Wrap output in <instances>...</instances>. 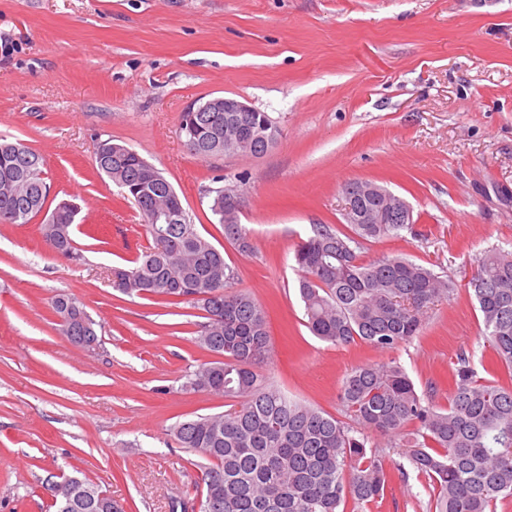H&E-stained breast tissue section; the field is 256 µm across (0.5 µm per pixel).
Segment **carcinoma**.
Wrapping results in <instances>:
<instances>
[{
    "instance_id": "carcinoma-1",
    "label": "carcinoma",
    "mask_w": 512,
    "mask_h": 512,
    "mask_svg": "<svg viewBox=\"0 0 512 512\" xmlns=\"http://www.w3.org/2000/svg\"><path fill=\"white\" fill-rule=\"evenodd\" d=\"M179 134L206 160L226 151L261 156L282 130L266 112H183ZM95 162L132 198L154 246L112 268V287L127 296L186 303L204 312L195 344L219 357L186 375L185 387L224 397L228 409L176 423L170 436L201 457L197 498L204 512H345L377 504L391 478V448L434 485L429 512H493L512 497V384L488 381L466 360L453 372L448 407L419 394L406 370L389 360L353 368L341 384V416L288 397L256 367L269 359L265 308L233 288L237 270L202 236L179 194L136 151L99 140ZM50 187L43 157L19 139L0 137V224H27L45 208ZM210 211L238 251L253 249L238 215L224 211V188L206 190ZM77 208L58 202L40 225L53 252L83 258L73 236ZM339 233L317 224L297 245L299 294L306 327L333 345L360 341L380 351L418 335L428 309L450 296L452 282L401 256L363 262L364 243L398 238L410 222L351 224ZM483 336L497 361L512 368V249L493 247L469 281ZM73 344L99 342L98 323L77 298L51 301ZM385 440L370 445L372 437ZM56 512H127L83 478L45 486Z\"/></svg>"
}]
</instances>
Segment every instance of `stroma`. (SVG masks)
<instances>
[{
    "mask_svg": "<svg viewBox=\"0 0 512 512\" xmlns=\"http://www.w3.org/2000/svg\"><path fill=\"white\" fill-rule=\"evenodd\" d=\"M244 99L283 130L255 158L207 161L178 134L182 112ZM0 135L44 159L48 207L76 199L75 265L45 243L40 219L0 224V512H52L42 485L88 478L129 512H170L194 492L176 422L223 411L183 389L211 361L194 339L200 310L121 294L112 266L149 246L142 216L95 164L112 139L159 168L198 232L238 270L237 289L268 311L262 371L289 397L339 414L353 367L396 360L420 394L447 407L458 360L493 364L468 281L477 258L512 242V0H0ZM375 182L412 208L413 231L365 243L452 280L422 333L381 352L332 345L306 328L294 249L314 225L347 231L345 184ZM235 189L253 250L240 253L209 210L208 188ZM78 298L102 330L82 349L52 297ZM381 504L427 512L432 484L403 449Z\"/></svg>",
    "mask_w": 512,
    "mask_h": 512,
    "instance_id": "1",
    "label": "stroma"
}]
</instances>
